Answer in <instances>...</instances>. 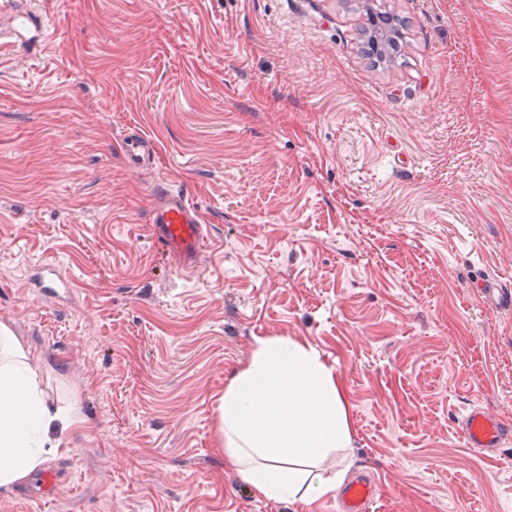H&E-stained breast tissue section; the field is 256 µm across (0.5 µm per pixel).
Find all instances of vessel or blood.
Masks as SVG:
<instances>
[{
	"instance_id": "obj_1",
	"label": "vessel or blood",
	"mask_w": 512,
	"mask_h": 512,
	"mask_svg": "<svg viewBox=\"0 0 512 512\" xmlns=\"http://www.w3.org/2000/svg\"><path fill=\"white\" fill-rule=\"evenodd\" d=\"M47 27L34 0H0V45L34 53L46 46ZM153 151L143 134H128L121 143L123 157L132 164L141 163ZM148 229L157 245L173 266L184 272L200 268L208 228L201 213L182 191L167 187L152 189L148 208ZM34 285L47 294L71 289L58 267L43 263L38 267ZM481 297L489 305H512V291L489 281L482 282ZM461 429L470 447L488 454L512 440V426L473 407L461 418ZM379 494L377 483L367 476L354 478L344 489V512H369Z\"/></svg>"
}]
</instances>
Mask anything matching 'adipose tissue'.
I'll list each match as a JSON object with an SVG mask.
<instances>
[{
    "label": "adipose tissue",
    "instance_id": "obj_1",
    "mask_svg": "<svg viewBox=\"0 0 512 512\" xmlns=\"http://www.w3.org/2000/svg\"><path fill=\"white\" fill-rule=\"evenodd\" d=\"M45 365L0 322V487L25 480L58 453L56 423L75 421L42 381ZM217 442L257 498L310 503L334 493L352 433L337 378L312 347L256 339L249 362L216 400Z\"/></svg>",
    "mask_w": 512,
    "mask_h": 512
}]
</instances>
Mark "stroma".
Returning a JSON list of instances; mask_svg holds the SVG:
<instances>
[{"label": "stroma", "instance_id": "35a3bbf8", "mask_svg": "<svg viewBox=\"0 0 512 512\" xmlns=\"http://www.w3.org/2000/svg\"><path fill=\"white\" fill-rule=\"evenodd\" d=\"M381 3L388 66L360 0H40L44 55L0 48V322L83 420L58 496L0 488V512H337L253 496L217 446L261 336L334 369L372 512H512V449L458 428L512 425V312L472 287L512 284V0ZM153 186L208 224L199 273L153 246ZM44 262L71 298L29 288ZM152 152V142L139 132L130 133L122 140L121 153L129 163L140 164ZM461 430L471 448L482 454L495 453L512 438V429L488 415L480 407H472L461 418Z\"/></svg>", "mask_w": 512, "mask_h": 512}]
</instances>
